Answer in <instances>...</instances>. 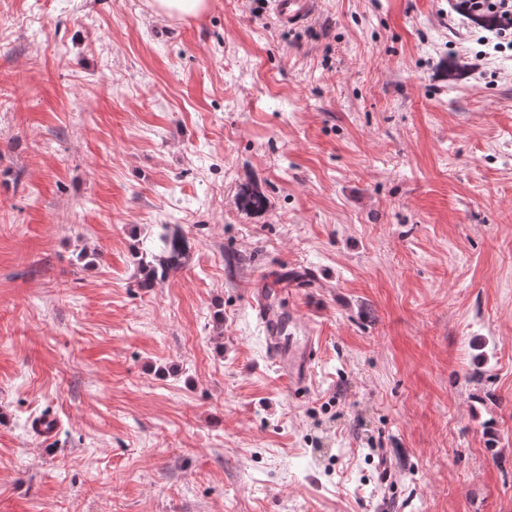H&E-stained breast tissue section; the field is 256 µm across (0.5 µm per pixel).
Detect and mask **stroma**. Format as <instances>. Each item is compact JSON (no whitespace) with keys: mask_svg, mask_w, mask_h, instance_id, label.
I'll return each instance as SVG.
<instances>
[{"mask_svg":"<svg viewBox=\"0 0 512 512\" xmlns=\"http://www.w3.org/2000/svg\"><path fill=\"white\" fill-rule=\"evenodd\" d=\"M450 2L0 0V512H512V52ZM158 15L181 19L198 17L210 7V0H154ZM273 13L283 27L299 26L315 14L316 0H272ZM241 207L250 212L263 213L267 209L266 196L257 186H245L241 189L238 196ZM160 231L154 242V250L149 255L151 260L146 262L138 258V265L143 278L141 288H153L163 281L171 270L181 267L188 255V244L178 224H160ZM276 280L277 277H271L261 282L255 291L252 307L267 334L268 361L282 373L291 389H306L320 348V338L294 336L290 330L288 332L291 320L284 305L288 289L282 288L286 282Z\"/></svg>","mask_w":512,"mask_h":512,"instance_id":"stroma-1","label":"stroma"}]
</instances>
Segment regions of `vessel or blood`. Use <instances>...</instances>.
<instances>
[{"label": "vessel or blood", "instance_id": "b4317fda", "mask_svg": "<svg viewBox=\"0 0 512 512\" xmlns=\"http://www.w3.org/2000/svg\"><path fill=\"white\" fill-rule=\"evenodd\" d=\"M277 22L284 27L301 25L315 14L317 0H272ZM288 294L281 283L268 278L255 291L252 307L266 332V355L293 390L307 388L320 348L316 336L290 332L284 300Z\"/></svg>", "mask_w": 512, "mask_h": 512}]
</instances>
